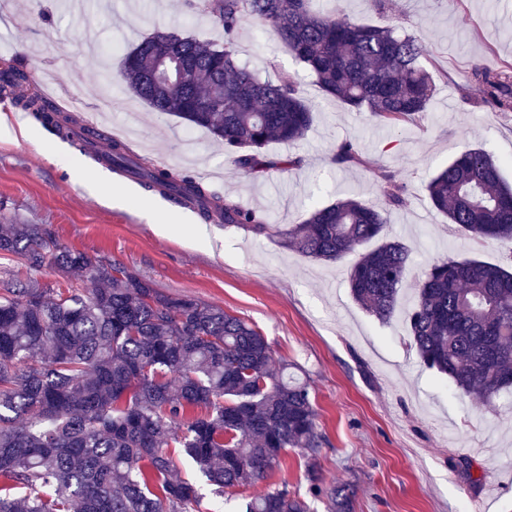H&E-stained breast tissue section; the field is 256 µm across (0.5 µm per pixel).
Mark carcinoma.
Returning a JSON list of instances; mask_svg holds the SVG:
<instances>
[{
  "instance_id": "1",
  "label": "carcinoma",
  "mask_w": 512,
  "mask_h": 512,
  "mask_svg": "<svg viewBox=\"0 0 512 512\" xmlns=\"http://www.w3.org/2000/svg\"><path fill=\"white\" fill-rule=\"evenodd\" d=\"M314 0H205L202 12L224 42L201 45L176 31L142 37L122 61L120 79L153 110L202 128L252 179L297 166L268 156L272 142L293 144L312 126L314 109L294 76L263 78L244 64L236 38L260 25L309 68L325 95L391 125L427 111L433 77L427 48L413 35L350 19ZM174 54L184 71L158 70ZM483 103L512 112V65L471 64ZM0 91L61 138L76 116L51 112L27 74L7 64ZM338 164L368 161L350 141ZM145 185L181 196L210 220L282 238L302 255L337 262L364 243H382L353 265V298L377 319L396 312L409 249L385 235L386 216L345 196L282 229L252 209L209 191L193 175L143 164ZM390 206L407 189L385 174ZM433 206L478 245L512 243V185L499 162L474 149L427 183ZM0 255L17 258L26 277L0 279V512H200L196 485L175 474L174 453L188 459L215 493L255 484L294 449L313 457L321 442L308 383L273 367L266 338L223 308L167 296L116 266L58 247L47 224H1ZM50 266L66 283L40 281ZM82 273L95 288L73 285ZM411 346L461 393L488 403L512 387V272L499 264L452 258L432 263L415 284L408 312ZM178 377L172 387L170 377ZM326 512H352L353 491L323 489ZM243 512H311L287 489L244 500Z\"/></svg>"
}]
</instances>
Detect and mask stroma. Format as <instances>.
<instances>
[{"mask_svg": "<svg viewBox=\"0 0 512 512\" xmlns=\"http://www.w3.org/2000/svg\"><path fill=\"white\" fill-rule=\"evenodd\" d=\"M0 0V55L21 69L43 71L63 98L92 112L103 70L118 73L131 47L169 27L202 42L223 32L185 0ZM354 19L392 26L426 46L435 81L423 119L391 127L325 96L312 74L261 26L238 35L240 58L261 76L294 75L315 120L294 145L271 143L270 154L300 157V166L254 181L241 174L223 145L204 130L154 111L121 81L112 85L108 152L121 140L149 163L196 172L213 170L204 186L265 214L273 224H298L315 205L355 196L388 213L389 236L408 245L407 283L396 315L383 322L357 304L348 286L356 255L337 263L311 260L233 225L203 219L101 168L68 141L42 129L0 95V225L48 224L59 247L84 252L150 281L172 297L216 305L259 331L276 362L307 380L322 436L318 454L291 450L270 476L212 495L184 461L182 479L203 494L204 512H238L243 498L287 488L309 497V472L321 486L351 485L353 512H512V388L485 405L457 392L427 368L410 346L404 313L412 283L433 262L451 257L505 264L506 247L475 248L437 211L426 191L431 177L461 152L483 149L512 180V112L484 107L470 73L473 61L512 64V0H339ZM353 142L372 168L333 162L336 147ZM391 173L408 189L405 207L389 206L379 190Z\"/></svg>", "mask_w": 512, "mask_h": 512, "instance_id": "obj_1", "label": "stroma"}]
</instances>
